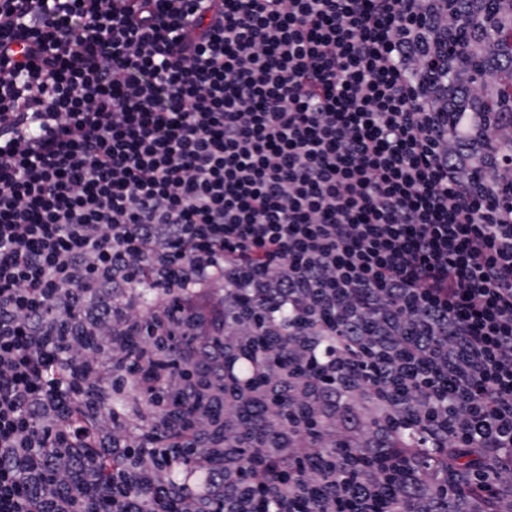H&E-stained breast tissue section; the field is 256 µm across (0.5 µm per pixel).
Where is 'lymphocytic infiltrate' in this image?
I'll list each match as a JSON object with an SVG mask.
<instances>
[{"label": "lymphocytic infiltrate", "instance_id": "obj_1", "mask_svg": "<svg viewBox=\"0 0 512 512\" xmlns=\"http://www.w3.org/2000/svg\"><path fill=\"white\" fill-rule=\"evenodd\" d=\"M488 4L0 0V512H257L255 486L269 512H502L512 84ZM468 17L474 56L448 54ZM244 356L258 384L227 383ZM185 446L202 485L156 453ZM450 446L505 464L448 468V499L420 462Z\"/></svg>", "mask_w": 512, "mask_h": 512}]
</instances>
